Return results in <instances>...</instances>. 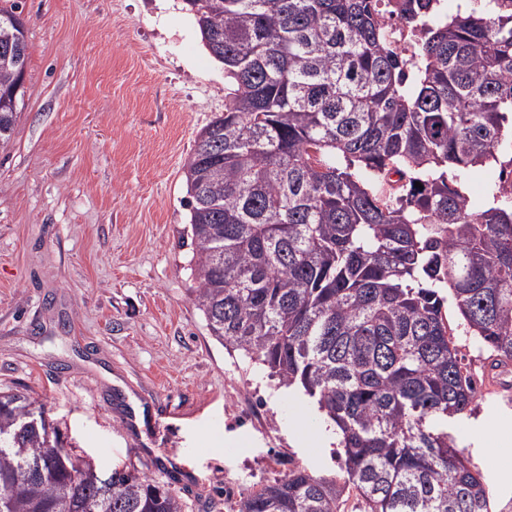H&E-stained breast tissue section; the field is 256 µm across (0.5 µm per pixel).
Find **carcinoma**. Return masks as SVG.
Returning a JSON list of instances; mask_svg holds the SVG:
<instances>
[{
    "mask_svg": "<svg viewBox=\"0 0 512 512\" xmlns=\"http://www.w3.org/2000/svg\"><path fill=\"white\" fill-rule=\"evenodd\" d=\"M185 4L228 82L186 167L189 295L229 355L315 402L343 450L336 475L294 467L246 489L235 512H348L352 497L359 512H492L448 432L476 388L445 303L488 370L508 375L512 194L498 187L477 207L448 171L499 162L512 13L435 21L422 4L407 63L375 0ZM18 9L0 6L1 146L20 115ZM188 508L148 476L101 472L63 447L37 401L0 393V512Z\"/></svg>",
    "mask_w": 512,
    "mask_h": 512,
    "instance_id": "carcinoma-1",
    "label": "carcinoma"
}]
</instances>
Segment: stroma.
<instances>
[{"mask_svg":"<svg viewBox=\"0 0 512 512\" xmlns=\"http://www.w3.org/2000/svg\"><path fill=\"white\" fill-rule=\"evenodd\" d=\"M21 115L0 148V391L37 399L66 447L228 512L333 451L289 427L293 391L235 360L193 303L184 167L224 110V66L183 0H18ZM450 431L512 506V394ZM234 446H225V438Z\"/></svg>","mask_w":512,"mask_h":512,"instance_id":"obj_1","label":"stroma"}]
</instances>
